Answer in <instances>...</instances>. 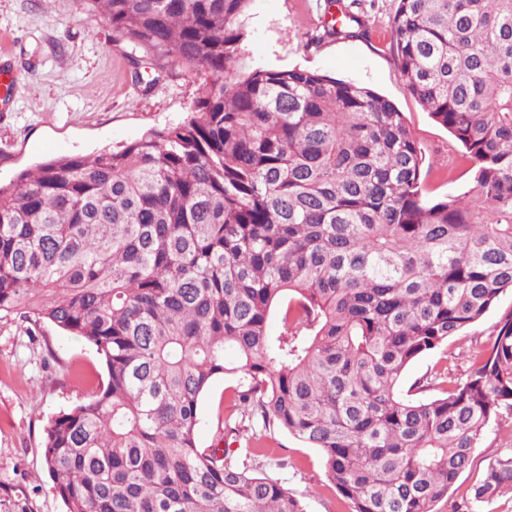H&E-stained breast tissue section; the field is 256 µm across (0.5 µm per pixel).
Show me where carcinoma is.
Segmentation results:
<instances>
[{
	"instance_id": "obj_1",
	"label": "carcinoma",
	"mask_w": 512,
	"mask_h": 512,
	"mask_svg": "<svg viewBox=\"0 0 512 512\" xmlns=\"http://www.w3.org/2000/svg\"><path fill=\"white\" fill-rule=\"evenodd\" d=\"M138 55L205 83L189 115L0 184V319L84 338L106 382L43 430L67 512H305L196 441L218 375L234 406L322 455L351 512H435L512 419V313L441 394L401 383L512 293V0H398L402 80L473 162L426 201L423 154L372 89L305 69L234 77L250 0H89ZM350 19L323 36L362 35ZM279 330L272 332V320ZM235 353L227 361L226 351ZM512 492V452L470 500ZM0 512H37L0 483Z\"/></svg>"
}]
</instances>
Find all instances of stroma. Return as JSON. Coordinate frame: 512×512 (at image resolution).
<instances>
[{"label": "stroma", "instance_id": "35a3bbf8", "mask_svg": "<svg viewBox=\"0 0 512 512\" xmlns=\"http://www.w3.org/2000/svg\"><path fill=\"white\" fill-rule=\"evenodd\" d=\"M397 0H361L357 13L362 37L314 40L327 0H251L243 19L237 73L256 68L307 69L371 88L392 101L425 157L423 195H462L471 186V166L448 130L436 123L406 88L390 38ZM0 64L16 82L0 105V182L51 158L87 155L138 139L150 129L181 122L204 78L177 65L140 62L116 41L111 26L88 0H0ZM512 313V293L504 294L482 320L450 346L415 361L403 383L430 372L467 369L471 353L484 345L496 325ZM106 379L105 366L83 338L48 324L26 326L0 320V481L33 488L38 512H65L43 466L42 432L57 412L85 400ZM236 380L217 376L198 409L199 447H209L233 412ZM236 447H246L252 431L265 434L270 457L259 466L280 480L305 512H350L327 479L317 449L278 426L246 421ZM507 432L488 430L469 471L457 481L438 512H465L469 490L487 463L511 441Z\"/></svg>", "mask_w": 512, "mask_h": 512}]
</instances>
